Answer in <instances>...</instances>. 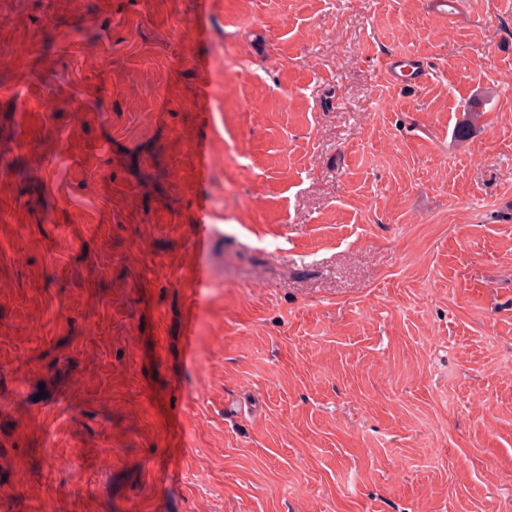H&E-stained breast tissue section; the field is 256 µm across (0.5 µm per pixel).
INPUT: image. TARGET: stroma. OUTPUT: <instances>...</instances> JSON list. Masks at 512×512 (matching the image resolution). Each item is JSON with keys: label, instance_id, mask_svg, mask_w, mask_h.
<instances>
[{"label": "stroma", "instance_id": "stroma-1", "mask_svg": "<svg viewBox=\"0 0 512 512\" xmlns=\"http://www.w3.org/2000/svg\"><path fill=\"white\" fill-rule=\"evenodd\" d=\"M447 2L0 0V512H512V0ZM385 70L394 83L406 84L412 81H421L430 74L428 64H424L418 58H406L404 56H392L384 63Z\"/></svg>", "mask_w": 512, "mask_h": 512}]
</instances>
